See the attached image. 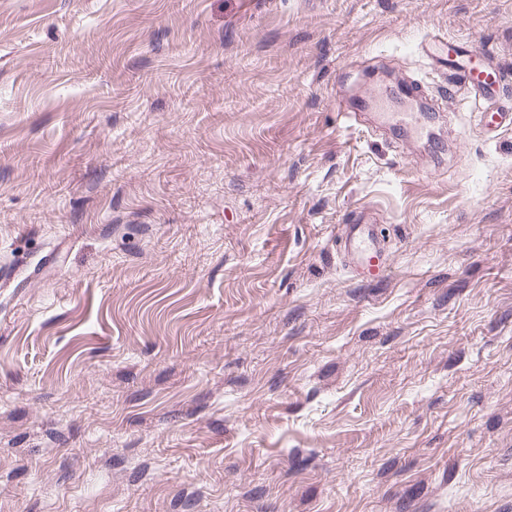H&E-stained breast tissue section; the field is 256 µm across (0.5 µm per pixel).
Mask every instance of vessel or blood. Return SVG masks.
I'll return each instance as SVG.
<instances>
[{
  "label": "vessel or blood",
  "mask_w": 512,
  "mask_h": 512,
  "mask_svg": "<svg viewBox=\"0 0 512 512\" xmlns=\"http://www.w3.org/2000/svg\"><path fill=\"white\" fill-rule=\"evenodd\" d=\"M419 52L433 59L445 55L448 95L475 105L480 130L486 137H497L512 126V109L497 102L500 89L512 81V70L495 63L488 49L436 35L422 41ZM423 88L418 80L402 83L385 96L370 93L362 96L357 105L339 107L338 114L353 126L363 125L365 117H372L378 127L397 132L403 142H412L427 131V116L421 104ZM376 224L372 211L362 208L343 231L346 253L368 278L381 277L387 269Z\"/></svg>",
  "instance_id": "obj_1"
}]
</instances>
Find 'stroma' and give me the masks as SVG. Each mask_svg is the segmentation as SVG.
Returning <instances> with one entry per match:
<instances>
[{
    "instance_id": "35a3bbf8",
    "label": "stroma",
    "mask_w": 512,
    "mask_h": 512,
    "mask_svg": "<svg viewBox=\"0 0 512 512\" xmlns=\"http://www.w3.org/2000/svg\"><path fill=\"white\" fill-rule=\"evenodd\" d=\"M433 34L512 0H0V512H512V132L336 107ZM377 219L368 208L356 211L344 225V249L357 269L368 278L383 276L387 259L378 245Z\"/></svg>"
}]
</instances>
